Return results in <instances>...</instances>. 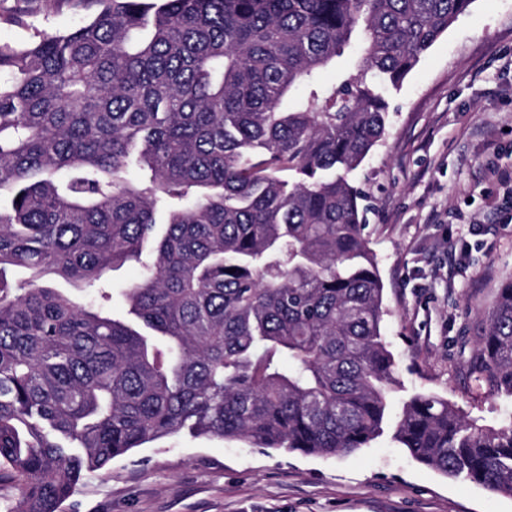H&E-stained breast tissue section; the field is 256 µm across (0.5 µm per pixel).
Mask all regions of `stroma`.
I'll return each mask as SVG.
<instances>
[{
	"mask_svg": "<svg viewBox=\"0 0 512 512\" xmlns=\"http://www.w3.org/2000/svg\"><path fill=\"white\" fill-rule=\"evenodd\" d=\"M24 11V24L11 20ZM92 0H0V44L63 34ZM382 139L349 181L385 285V336L405 395L442 396L479 425L512 418L475 361L512 279V0H473L396 87ZM60 512H512L490 492L417 462L391 434L335 457L183 434L86 473Z\"/></svg>",
	"mask_w": 512,
	"mask_h": 512,
	"instance_id": "1",
	"label": "stroma"
}]
</instances>
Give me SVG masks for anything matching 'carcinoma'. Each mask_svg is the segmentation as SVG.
<instances>
[{
  "instance_id": "1",
  "label": "carcinoma",
  "mask_w": 512,
  "mask_h": 512,
  "mask_svg": "<svg viewBox=\"0 0 512 512\" xmlns=\"http://www.w3.org/2000/svg\"><path fill=\"white\" fill-rule=\"evenodd\" d=\"M95 2L66 34L0 45L8 512H58L83 472L185 430L336 456L391 424L417 461L512 495V419L414 392L390 423L384 284L348 180L385 134L380 86L474 0ZM127 260L120 319L108 273ZM477 356L512 396V280ZM357 58V50L347 51L342 57L336 59V63L320 72V80L326 85H337L342 73L353 69Z\"/></svg>"
}]
</instances>
